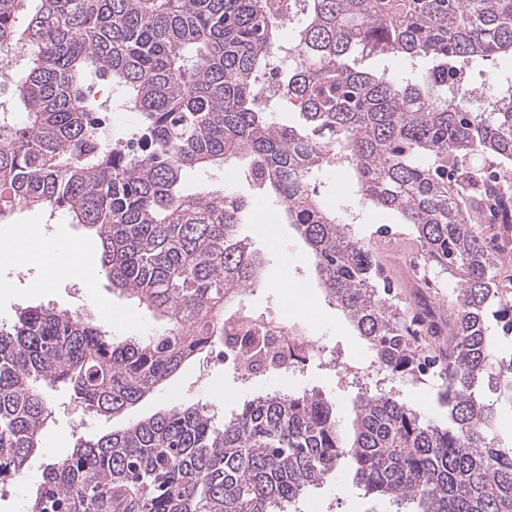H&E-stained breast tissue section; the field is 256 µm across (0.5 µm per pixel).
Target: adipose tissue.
Listing matches in <instances>:
<instances>
[{"label": "adipose tissue", "instance_id": "1", "mask_svg": "<svg viewBox=\"0 0 512 512\" xmlns=\"http://www.w3.org/2000/svg\"><path fill=\"white\" fill-rule=\"evenodd\" d=\"M18 233L21 238L20 244L6 249L9 260L14 264L22 266L35 259L41 260L45 266V282L49 285L68 277L89 279L82 240H69L63 255L59 256L39 225H25L19 228Z\"/></svg>", "mask_w": 512, "mask_h": 512}]
</instances>
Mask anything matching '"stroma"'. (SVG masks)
Listing matches in <instances>:
<instances>
[{"label":"stroma","instance_id":"1","mask_svg":"<svg viewBox=\"0 0 512 512\" xmlns=\"http://www.w3.org/2000/svg\"><path fill=\"white\" fill-rule=\"evenodd\" d=\"M351 169L334 167L323 172L317 180V192L337 213L346 215L352 231L358 238L375 246L383 264L394 276L393 284L399 299L407 308H414L417 296H424L440 314H447L448 299L457 286L456 279L445 275L434 278L433 287L416 291L398 275L392 264V250L412 255L421 249L415 240L411 225L402 223L393 211L360 202ZM266 202H255L241 233L252 248L266 258L261 281L241 299V304L254 315L266 317L288 304H295V315L308 335L319 338L323 345L335 349L344 364L369 370L364 383L354 382L351 376L331 371L313 362L288 386L295 392L314 391L335 403L336 414L346 418L361 387L383 389L413 408L425 419L439 426H447L448 412L438 402L439 381L435 376L399 377L379 370L367 343L358 336L346 315L329 302L313 270V260L296 233L287 224L277 227L274 236H266L261 228L267 223ZM19 224L39 225L51 243L69 238L83 239L89 244L88 258L93 266H100L102 248L95 232L83 225L70 223L60 212L20 208L7 221L0 223V235L7 234ZM287 267L292 282L300 291L287 295L274 280L280 267ZM44 276V266L34 261L17 267L0 258V282L9 285L0 292V327L13 324L17 314L29 306H42L57 311L80 313L94 323L106 324L112 337L123 340L150 334L157 325L151 311L138 306L113 291L104 274H97L94 286L85 281L62 279L52 287L42 289L38 283ZM280 380L259 378L250 382L237 379L230 364L225 363L220 351L204 353L187 363L167 380L154 394L129 406L122 414L101 416L85 408L75 398L70 385L58 383L46 388L45 398L49 416L41 435L40 447L25 466L21 484L0 482V512H23L28 499L35 495L42 480L44 467L73 450L78 439H93L134 421L150 417L177 406L202 405L216 416L224 417L238 412L245 399L254 393L280 390ZM350 461H343L324 485L311 489L291 505L287 512H391L392 506L382 499L364 495L353 478Z\"/></svg>","mask_w":512,"mask_h":512}]
</instances>
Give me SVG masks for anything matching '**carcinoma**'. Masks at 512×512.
Wrapping results in <instances>:
<instances>
[{
  "label": "carcinoma",
  "mask_w": 512,
  "mask_h": 512,
  "mask_svg": "<svg viewBox=\"0 0 512 512\" xmlns=\"http://www.w3.org/2000/svg\"><path fill=\"white\" fill-rule=\"evenodd\" d=\"M304 21L283 38L293 10ZM0 57L16 72L0 109V221L17 207L62 211L95 229L112 288L162 323L116 341L76 312L30 307L0 329V482L23 472L47 413L43 387L118 415L224 335L228 304L259 278L241 236L251 198L183 190L190 171L246 161L255 195L277 205L315 258L319 284L369 343L378 367L440 380L448 427L385 393L336 409L313 392H273L218 426L208 409L172 408L46 466L27 512H277L356 464L365 493L415 512H512V444L495 431L512 408V356L486 323L512 331V289L493 242L512 235V199L472 160L512 164V77L483 111L467 72L512 57V0H0ZM291 45L297 60L274 66ZM364 57L431 66L411 77L359 68ZM110 82L137 131L102 137ZM267 96L297 111L283 123ZM348 163L363 199L398 213L429 264L460 277L448 342L433 314L415 322L381 284L373 246L317 195L313 179ZM495 384L488 402L480 387Z\"/></svg>",
  "instance_id": "carcinoma-1"
}]
</instances>
